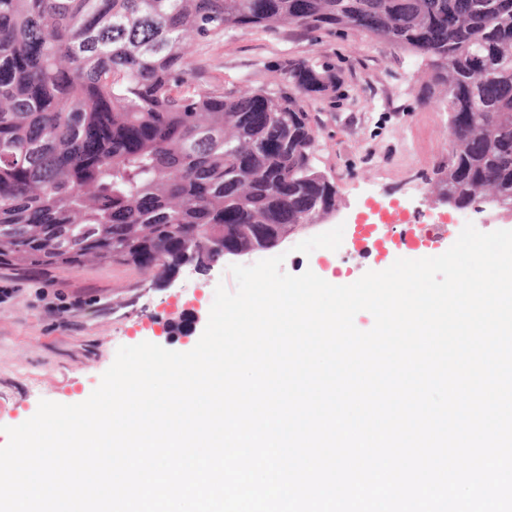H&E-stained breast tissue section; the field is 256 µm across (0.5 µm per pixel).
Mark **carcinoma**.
<instances>
[{
    "label": "carcinoma",
    "instance_id": "cac0c4a2",
    "mask_svg": "<svg viewBox=\"0 0 512 512\" xmlns=\"http://www.w3.org/2000/svg\"><path fill=\"white\" fill-rule=\"evenodd\" d=\"M352 28L422 55L446 92L438 194L512 207V0H0V263L156 273L210 245L270 249L336 205L288 65L275 92L193 86L190 46L229 29Z\"/></svg>",
    "mask_w": 512,
    "mask_h": 512
}]
</instances>
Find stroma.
Returning a JSON list of instances; mask_svg holds the SVG:
<instances>
[{
    "mask_svg": "<svg viewBox=\"0 0 512 512\" xmlns=\"http://www.w3.org/2000/svg\"><path fill=\"white\" fill-rule=\"evenodd\" d=\"M329 71L334 88L307 95L303 105L316 136L315 165L336 184V209L296 230L275 248L226 257L200 274L181 269L154 280L120 262L87 261L73 268L0 265V446L5 427L32 417L40 400L85 401L112 365L119 347L144 341L187 352L209 317L215 288L235 290L229 268L284 255L292 275L313 271L358 278L379 270L377 249L361 250L356 225L379 205L404 218L395 234L436 223H465L488 233L512 230V212L477 214L440 204L432 189L448 161V108L425 98L433 72L427 59L369 34L288 25L269 32L248 28L195 45L194 80L247 90L283 86L289 61ZM342 227L338 250L297 252V243Z\"/></svg>",
    "mask_w": 512,
    "mask_h": 512,
    "instance_id": "1",
    "label": "stroma"
}]
</instances>
